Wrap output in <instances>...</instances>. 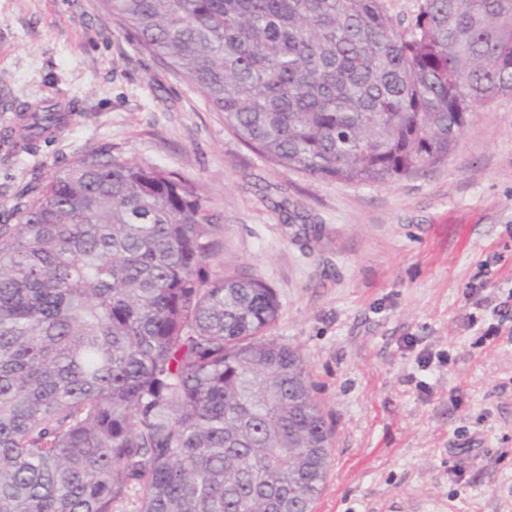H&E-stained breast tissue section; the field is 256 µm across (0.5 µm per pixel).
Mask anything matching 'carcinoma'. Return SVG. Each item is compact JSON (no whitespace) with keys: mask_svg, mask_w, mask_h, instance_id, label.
Returning <instances> with one entry per match:
<instances>
[{"mask_svg":"<svg viewBox=\"0 0 512 512\" xmlns=\"http://www.w3.org/2000/svg\"><path fill=\"white\" fill-rule=\"evenodd\" d=\"M272 164L385 184L512 95V0H102ZM21 147L59 127L25 105ZM0 224V512H311L331 433L200 185L88 155ZM387 14L396 22L401 23V28L406 29L423 4L422 0H383Z\"/></svg>","mask_w":512,"mask_h":512,"instance_id":"carcinoma-1","label":"carcinoma"}]
</instances>
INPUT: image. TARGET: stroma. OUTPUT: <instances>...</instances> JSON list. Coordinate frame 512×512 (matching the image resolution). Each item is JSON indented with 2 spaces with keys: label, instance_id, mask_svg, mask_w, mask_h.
<instances>
[{
  "label": "stroma",
  "instance_id": "1",
  "mask_svg": "<svg viewBox=\"0 0 512 512\" xmlns=\"http://www.w3.org/2000/svg\"><path fill=\"white\" fill-rule=\"evenodd\" d=\"M21 101L73 112L0 144V221L90 153L178 172L223 214L207 272L273 289L266 336L300 352L332 431L313 512H512V317L483 335L512 296V96L394 182L313 178L243 144L100 0H0V135Z\"/></svg>",
  "mask_w": 512,
  "mask_h": 512
}]
</instances>
